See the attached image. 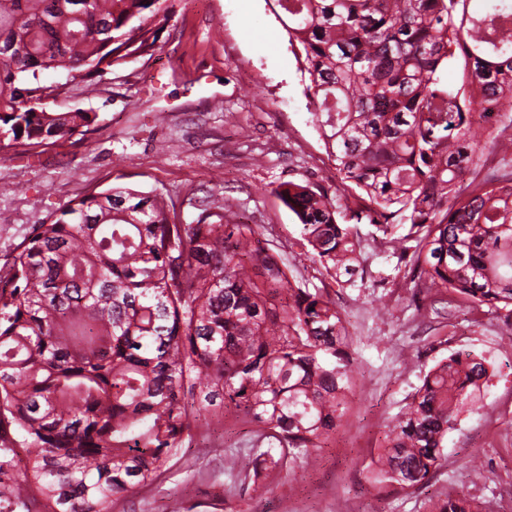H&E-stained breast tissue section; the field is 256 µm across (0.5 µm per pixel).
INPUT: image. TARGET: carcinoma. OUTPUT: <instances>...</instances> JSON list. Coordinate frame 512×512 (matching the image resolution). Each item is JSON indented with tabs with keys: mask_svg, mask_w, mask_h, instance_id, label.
I'll return each mask as SVG.
<instances>
[{
	"mask_svg": "<svg viewBox=\"0 0 512 512\" xmlns=\"http://www.w3.org/2000/svg\"><path fill=\"white\" fill-rule=\"evenodd\" d=\"M301 52L304 93L343 191L308 181L277 196L306 258L339 287L362 267L368 220L417 295L508 311L512 0H273ZM173 0H0V154L93 131L99 114L43 103L46 75L85 95L150 60ZM462 70L461 78L444 73ZM349 211L341 224L339 208ZM335 303L288 277L287 258L214 199L192 224L155 190L112 187L35 227L0 275V512H109L170 467L184 436L234 409L266 445L227 461L296 474L349 411L357 372ZM490 363L456 352L424 376L385 432L367 480L429 486L448 432ZM429 512H482L464 496Z\"/></svg>",
	"mask_w": 512,
	"mask_h": 512,
	"instance_id": "carcinoma-1",
	"label": "carcinoma"
}]
</instances>
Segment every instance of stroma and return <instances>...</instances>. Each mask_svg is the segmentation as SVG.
<instances>
[{
    "label": "stroma",
    "instance_id": "stroma-1",
    "mask_svg": "<svg viewBox=\"0 0 512 512\" xmlns=\"http://www.w3.org/2000/svg\"><path fill=\"white\" fill-rule=\"evenodd\" d=\"M301 64L269 0H175L150 61L104 74L100 89L59 110L99 113L95 131L59 141L33 158L0 160V270L37 224L69 200L115 185L171 198L182 222L203 200H228L257 224L310 290L335 302L352 338L361 388L342 425L296 476L251 481L229 472L228 456L256 453L251 425L224 420L192 431L180 460L151 485L114 499L110 512H429V501L461 491L490 512L512 499V334L495 308L461 305L452 293L416 305L409 279L369 223L359 226L363 272L338 287L299 244L294 215L275 194L286 181L328 189L336 169L312 119ZM459 350L493 367L481 400L460 414L429 487L375 499L365 475L387 424L410 402L424 375ZM484 477L473 480L470 460Z\"/></svg>",
    "mask_w": 512,
    "mask_h": 512
}]
</instances>
